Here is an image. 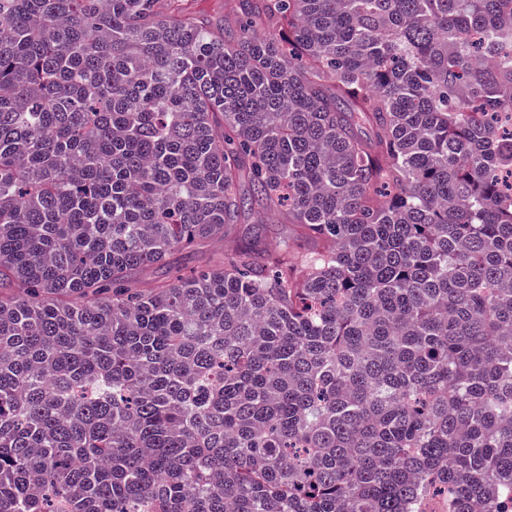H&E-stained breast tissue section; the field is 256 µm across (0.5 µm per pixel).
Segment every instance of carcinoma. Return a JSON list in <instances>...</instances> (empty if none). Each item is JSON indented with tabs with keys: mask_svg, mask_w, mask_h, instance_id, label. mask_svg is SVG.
Segmentation results:
<instances>
[{
	"mask_svg": "<svg viewBox=\"0 0 512 512\" xmlns=\"http://www.w3.org/2000/svg\"><path fill=\"white\" fill-rule=\"evenodd\" d=\"M202 2L0 0V512H505L512 0ZM243 222L245 224H240L241 230L255 226L271 247H275L282 241H294L297 238L296 228L290 224H282V219L280 218H269L266 216L264 223L261 224L257 214H246Z\"/></svg>",
	"mask_w": 512,
	"mask_h": 512,
	"instance_id": "cac0c4a2",
	"label": "carcinoma"
}]
</instances>
